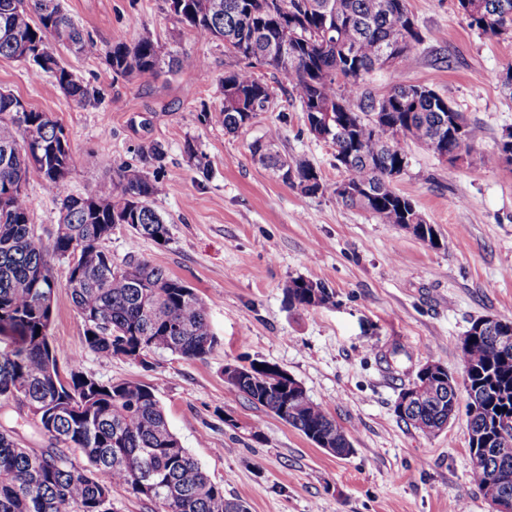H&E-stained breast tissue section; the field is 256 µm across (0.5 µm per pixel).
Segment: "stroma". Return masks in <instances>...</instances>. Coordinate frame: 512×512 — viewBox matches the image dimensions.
Returning <instances> with one entry per match:
<instances>
[{
	"label": "stroma",
	"mask_w": 512,
	"mask_h": 512,
	"mask_svg": "<svg viewBox=\"0 0 512 512\" xmlns=\"http://www.w3.org/2000/svg\"><path fill=\"white\" fill-rule=\"evenodd\" d=\"M63 3L99 45L148 34L205 62L200 72L124 78L104 59L61 50L93 94L79 108L52 77L33 79L31 64L0 57V89L63 125L76 158L69 193H86L114 168L140 166L152 144L163 146L157 174L167 192L152 206L168 225V242L134 240L118 228L106 248L114 260L133 251L187 282L206 301L219 343L196 360L168 352L145 365L99 359L61 288L52 325L61 368L76 361L101 380L154 388L182 446L249 512H448L454 501L466 512H492L471 462L466 413L426 435L396 415L395 403L426 362L462 377V340L474 319H512V166L452 164L405 141L409 166L396 187L433 224L439 243L429 245L332 193L302 194L254 160L251 144L276 124L281 153L305 156L327 184L346 177L328 143L309 132L292 86L275 89L267 111L226 133L215 113L236 60L223 43L184 29L163 0ZM407 7L424 42L401 80L432 88L479 127L477 151H496L512 129V98L498 80L512 66V39L470 28L457 0H407ZM190 140L206 170L189 162ZM87 154L94 166L82 164ZM26 188L30 221L48 236L58 199L38 176ZM291 276L324 283L333 303L289 308L282 285ZM253 361L279 366L325 404L353 454L317 447L231 392L225 365Z\"/></svg>",
	"instance_id": "obj_1"
}]
</instances>
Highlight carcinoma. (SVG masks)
<instances>
[{
    "label": "carcinoma",
    "mask_w": 512,
    "mask_h": 512,
    "mask_svg": "<svg viewBox=\"0 0 512 512\" xmlns=\"http://www.w3.org/2000/svg\"><path fill=\"white\" fill-rule=\"evenodd\" d=\"M0 0V57L17 58L22 45L34 50L53 33L65 47L87 56L105 55L112 73L155 75L163 68L183 72L202 62L182 51L162 62L160 46L149 36L119 39L100 47L86 38L60 0ZM168 11L196 37L232 46L239 65L222 81L221 123L227 132L248 125L268 109L271 92L259 67L288 80L298 93L310 125L330 133L329 144L344 159L346 180L361 185L358 195L342 198L347 205L372 213L383 224L426 223L411 197L391 190V176L401 144L414 140L435 150L434 139L448 126V112L433 91L406 98L416 86L392 82L379 97L367 85L375 60L385 47L400 60L388 69L395 77L417 55L423 38L406 26V0H164ZM482 8L468 16V26L499 37L512 29V0H477ZM273 41L288 44V64L267 56ZM51 75L66 85L76 106L90 101L86 85L66 66L35 64L32 76ZM20 98L0 94V402L14 401L40 411L34 421L50 446L25 448L13 428L0 425V512H117L112 486L149 501L156 512H248L240 499L224 497L171 430L154 389L132 381L104 382L74 362L68 376L59 368L60 348L52 334L54 297L67 290L83 325L87 350L110 360L120 354L145 355L159 350L184 359H202L218 343L206 302L194 288L152 265L135 252L116 263L105 244L115 225L123 224L132 240L167 241L168 225L150 205L164 194L165 184L143 170L121 166L112 178L83 195L67 191L74 157L63 126L49 112ZM467 163L497 165L500 153L475 150L480 130L465 122ZM279 128L273 126L252 154L280 173L282 181L303 194L336 192L318 178L301 155L288 158L276 150ZM38 174L60 201L58 224L48 241L30 223L31 202L25 185ZM78 252L64 285L52 273L51 261ZM288 307L307 309L331 302L323 284L291 277L283 286ZM512 319H497L470 336L461 348L468 395L476 397L477 413L469 431L483 433L490 447L512 440ZM251 374L228 381L230 389L262 406L301 432L317 446L345 458L353 452L345 429L296 380L250 364ZM443 397L422 400L405 421L432 435L457 409V382L445 375ZM65 446L66 453L59 449ZM480 490L487 498L512 499V479L489 481L498 468V454L482 460ZM106 475L103 481L100 475Z\"/></svg>",
    "instance_id": "cac0c4a2"
}]
</instances>
